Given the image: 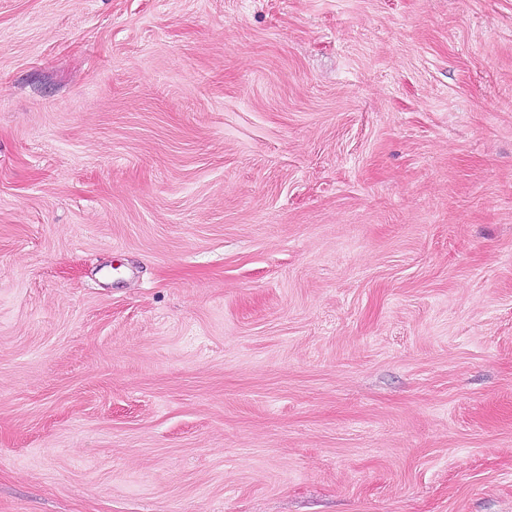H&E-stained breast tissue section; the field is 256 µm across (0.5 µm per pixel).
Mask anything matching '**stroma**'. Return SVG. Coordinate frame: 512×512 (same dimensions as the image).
I'll use <instances>...</instances> for the list:
<instances>
[{"label": "stroma", "instance_id": "stroma-1", "mask_svg": "<svg viewBox=\"0 0 512 512\" xmlns=\"http://www.w3.org/2000/svg\"><path fill=\"white\" fill-rule=\"evenodd\" d=\"M0 512H512V0H0Z\"/></svg>", "mask_w": 512, "mask_h": 512}]
</instances>
